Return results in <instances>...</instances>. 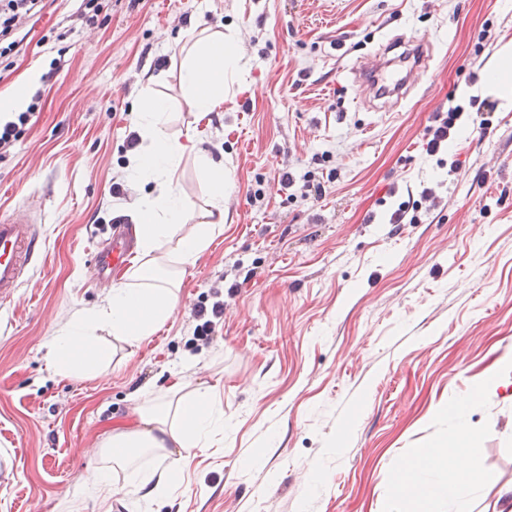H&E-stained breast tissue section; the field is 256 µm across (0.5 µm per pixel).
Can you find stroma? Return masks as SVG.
Here are the masks:
<instances>
[{
  "label": "stroma",
  "mask_w": 512,
  "mask_h": 512,
  "mask_svg": "<svg viewBox=\"0 0 512 512\" xmlns=\"http://www.w3.org/2000/svg\"><path fill=\"white\" fill-rule=\"evenodd\" d=\"M77 0L25 25L0 92L42 71L40 109L0 155V218L45 205L44 257L0 309V512H383L413 449L454 438L449 403L486 373L474 474L512 483V103L487 91L512 49V0ZM230 33L239 63L200 118L182 89L195 33ZM486 40H479L480 30ZM432 45L429 70L392 109L352 70L392 42ZM169 103L166 130L204 132L223 154L224 230L187 266L163 327L130 345L100 331L111 361L56 374L45 346L120 282L94 253L131 233L126 137L141 92ZM494 103L485 136L463 135L457 173L425 151L433 112ZM312 172L319 197L280 186ZM436 199H422L424 188ZM265 197L251 202V190ZM415 224H394L401 206ZM223 302L210 342L194 312ZM211 388L223 424L177 456L179 477L139 501L131 471L99 475L100 448L145 399Z\"/></svg>",
  "instance_id": "stroma-1"
}]
</instances>
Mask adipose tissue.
I'll return each instance as SVG.
<instances>
[{"mask_svg": "<svg viewBox=\"0 0 512 512\" xmlns=\"http://www.w3.org/2000/svg\"><path fill=\"white\" fill-rule=\"evenodd\" d=\"M236 63L232 38H201L186 53L182 85L195 109L208 113L224 101V79ZM167 105L144 95L138 108V135L142 141L127 169L130 181L153 182L152 193L137 197L130 205L139 264L129 267L123 283L96 309L75 315L70 325L48 344L46 358L55 370L66 374H87L109 362L110 353L95 341L98 329H110L128 344L152 335L169 317L179 287L178 271L194 264L213 238L224 229V162L195 150L194 142H183L165 130ZM195 153L199 177L207 196L205 207H197L173 181L187 153ZM194 223L189 234H181L186 223ZM172 250H165V243ZM211 391L200 388L180 400L175 409L158 401H147L136 409L138 423L112 433L104 456L114 466L129 464V451L141 448L165 459L172 449L204 447L208 435L221 423L210 407ZM436 451L417 448L413 464L397 477L389 512L411 490L419 512L431 503L444 501L448 512H470L469 501L461 496L455 482L423 484L421 475L434 467Z\"/></svg>", "mask_w": 512, "mask_h": 512, "instance_id": "adipose-tissue-1", "label": "adipose tissue"}]
</instances>
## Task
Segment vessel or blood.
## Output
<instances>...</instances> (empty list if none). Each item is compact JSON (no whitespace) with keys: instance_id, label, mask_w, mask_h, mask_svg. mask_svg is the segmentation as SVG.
<instances>
[{"instance_id":"1","label":"vessel or blood","mask_w":512,"mask_h":512,"mask_svg":"<svg viewBox=\"0 0 512 512\" xmlns=\"http://www.w3.org/2000/svg\"><path fill=\"white\" fill-rule=\"evenodd\" d=\"M400 65L373 57L353 70L355 81L365 83L379 96L406 97L412 76L425 73L432 61L431 46L419 39L406 43L400 53ZM43 238L37 219L20 220L9 217L0 220V303L13 300L25 285L28 275L40 258ZM127 260V247L116 239L97 252L94 267L98 277H106L108 270L121 267Z\"/></svg>"}]
</instances>
